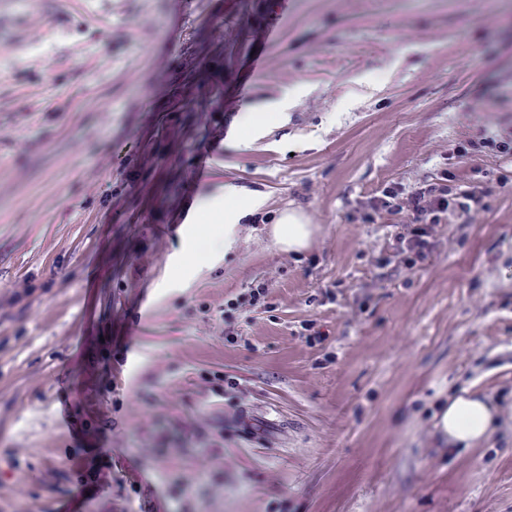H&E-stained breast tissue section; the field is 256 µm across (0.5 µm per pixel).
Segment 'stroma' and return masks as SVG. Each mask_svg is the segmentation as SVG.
Masks as SVG:
<instances>
[{
	"label": "stroma",
	"instance_id": "stroma-1",
	"mask_svg": "<svg viewBox=\"0 0 512 512\" xmlns=\"http://www.w3.org/2000/svg\"><path fill=\"white\" fill-rule=\"evenodd\" d=\"M178 9L0 0V512H512V156L461 153L512 138V0ZM443 173L487 207L407 265L361 207ZM228 183L262 208L172 285ZM462 391L499 424L451 450ZM313 224L309 218L297 210H285L274 224L272 235L279 247L287 252H300L305 249L313 235Z\"/></svg>",
	"mask_w": 512,
	"mask_h": 512
}]
</instances>
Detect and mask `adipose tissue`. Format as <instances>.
Segmentation results:
<instances>
[{
	"mask_svg": "<svg viewBox=\"0 0 512 512\" xmlns=\"http://www.w3.org/2000/svg\"><path fill=\"white\" fill-rule=\"evenodd\" d=\"M260 198L243 195L234 185L224 187V195L211 203L203 216L210 225L222 227L225 246H232L239 222L260 208ZM279 247L287 252L305 249L312 238L313 226L297 210L283 211L272 228ZM495 409L486 402L465 395L452 398L438 419L437 429L452 445L468 447L486 439L496 428Z\"/></svg>",
	"mask_w": 512,
	"mask_h": 512,
	"instance_id": "adipose-tissue-1",
	"label": "adipose tissue"
}]
</instances>
